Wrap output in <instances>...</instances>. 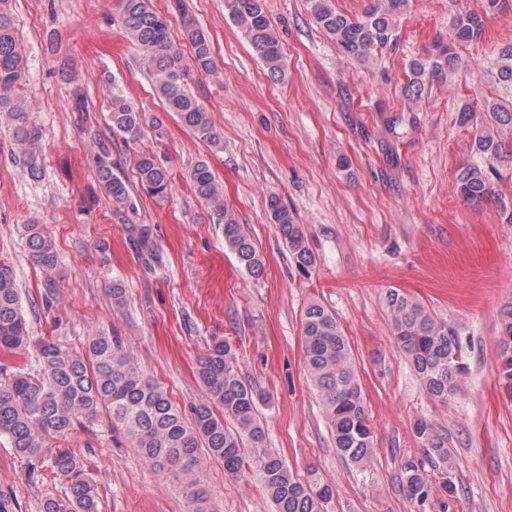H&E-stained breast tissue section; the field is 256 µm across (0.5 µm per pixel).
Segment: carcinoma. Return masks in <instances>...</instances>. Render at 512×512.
Instances as JSON below:
<instances>
[{"mask_svg": "<svg viewBox=\"0 0 512 512\" xmlns=\"http://www.w3.org/2000/svg\"><path fill=\"white\" fill-rule=\"evenodd\" d=\"M8 0H0V122L7 124L21 153L28 175L41 177V136L30 122V103L24 95L25 65ZM310 13L324 34L349 58L368 62L375 51L389 45L396 35L397 19L409 0H369L361 15L337 11L329 0H309ZM124 29L142 52L154 91L163 111L173 114L200 141L220 144L221 135L208 111L191 93L188 80L194 73L213 75L217 63L210 39L189 16H183L184 39L191 46L185 55L171 36L165 16L151 8V0H120ZM224 13L238 27L252 54L273 81L285 76V60L278 33L264 7V0H224ZM451 42H434L432 48L409 63L402 88L409 102L420 100L434 80L456 76L462 59L455 45L480 39L484 23L475 12L460 10L449 22ZM498 83L512 87V45L502 49L496 62ZM112 128L127 142L140 139L144 115L118 92H112ZM456 121L476 127L474 146L485 161L502 159L506 144L512 145V109L499 102L487 103L477 115L463 104ZM98 177L105 194L118 205L130 198L126 181L112 173L105 162L110 145L101 140ZM135 173L143 193L164 198L169 193V171L153 151L141 150L135 158ZM195 196L224 225V245L239 265L257 276L263 260L249 235L224 205V188L205 161L189 173ZM463 200L481 202L492 193L491 180L482 165L470 164L458 175ZM269 218L284 239L289 253L302 267L313 264L304 225L279 197L267 203ZM30 261L45 271L57 263L54 240L40 224L25 225ZM391 328L400 352L420 378L428 396L442 403L454 398L467 371L464 346L454 325L441 321L421 302L397 291L389 292ZM303 359L309 380L321 402L333 443L344 459L356 466L371 462L375 431L371 424L356 360L349 341L325 305H307L302 320ZM499 381L512 391V305L502 311L499 329ZM32 353L25 363L0 380V437L29 460L47 452L49 437L64 434L83 421L105 412L112 427L139 450L141 459L158 471L175 470L188 476L186 496L189 512H213L202 484V461L197 449L224 466V476L239 481L252 468L262 480V494L272 512H324L333 496L325 483L298 479L281 456L266 446V432L258 413L262 394L240 375L239 356L231 343L213 340L196 363L206 398L192 407V423L163 387L146 377L118 336L99 330L88 337L80 351L69 350L53 338L30 341L22 298L13 267L0 263V355ZM414 435L425 458L407 456L401 461L400 483L405 496L425 505L435 494L451 495L454 460L444 439L425 419L414 423ZM440 471L442 482L433 480L428 467ZM53 469L67 479L70 493L42 500L40 512H101L97 486L82 478L77 456L66 450L53 457Z\"/></svg>", "mask_w": 512, "mask_h": 512, "instance_id": "1", "label": "carcinoma"}]
</instances>
